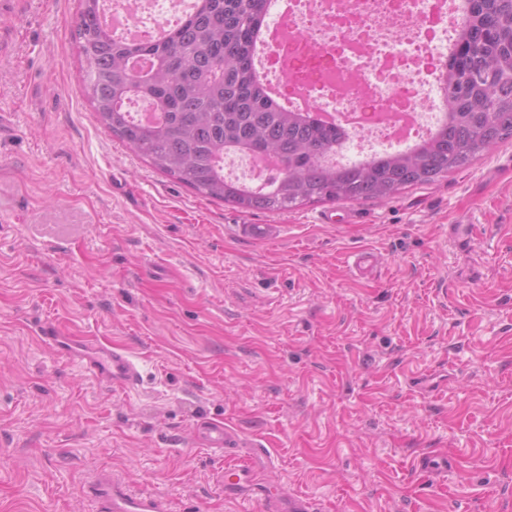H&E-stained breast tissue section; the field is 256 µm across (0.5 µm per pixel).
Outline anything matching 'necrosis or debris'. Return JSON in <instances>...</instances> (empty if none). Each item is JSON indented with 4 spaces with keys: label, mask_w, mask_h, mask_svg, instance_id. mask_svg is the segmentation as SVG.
I'll return each instance as SVG.
<instances>
[{
    "label": "necrosis or debris",
    "mask_w": 512,
    "mask_h": 512,
    "mask_svg": "<svg viewBox=\"0 0 512 512\" xmlns=\"http://www.w3.org/2000/svg\"><path fill=\"white\" fill-rule=\"evenodd\" d=\"M191 0H111L114 36H144L186 14ZM456 0H287L258 54L271 94L351 120L347 152L332 163L406 145L432 130L439 60L459 30Z\"/></svg>",
    "instance_id": "4bbe7bcc"
}]
</instances>
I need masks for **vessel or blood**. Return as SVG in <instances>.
Returning <instances> with one entry per match:
<instances>
[{"mask_svg": "<svg viewBox=\"0 0 512 512\" xmlns=\"http://www.w3.org/2000/svg\"><path fill=\"white\" fill-rule=\"evenodd\" d=\"M41 335L44 342L84 362L97 378L109 385L132 389L141 382L137 361L122 346L67 335L54 323L43 326ZM195 430L209 448L222 451L239 445L238 435L227 424L201 420L196 423ZM264 452L263 445L258 443L252 454L225 464L219 476L225 497L234 498L252 490L257 500L262 502L265 512H310L307 500L300 497L281 499L277 493L269 490L266 483L258 481L254 459ZM89 488L101 512H169V504L164 497L132 491L122 476L108 470L94 471Z\"/></svg>", "mask_w": 512, "mask_h": 512, "instance_id": "vessel-or-blood-1", "label": "vessel or blood"}]
</instances>
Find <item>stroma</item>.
I'll return each mask as SVG.
<instances>
[{
  "mask_svg": "<svg viewBox=\"0 0 512 512\" xmlns=\"http://www.w3.org/2000/svg\"><path fill=\"white\" fill-rule=\"evenodd\" d=\"M78 11L0 0V512H95L101 468L171 512H259L202 418L314 512H512V141L385 201L241 211L100 127ZM48 321L125 346L141 384L53 351ZM195 430L207 448L223 451L241 446L238 435L223 422L200 420L196 423Z\"/></svg>",
  "mask_w": 512,
  "mask_h": 512,
  "instance_id": "35a3bbf8",
  "label": "stroma"
}]
</instances>
